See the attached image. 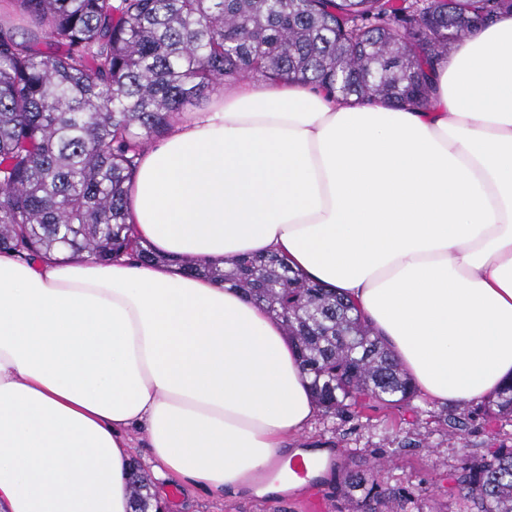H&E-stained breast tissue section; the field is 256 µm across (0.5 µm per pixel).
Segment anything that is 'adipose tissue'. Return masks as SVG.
<instances>
[{
    "label": "adipose tissue",
    "mask_w": 512,
    "mask_h": 512,
    "mask_svg": "<svg viewBox=\"0 0 512 512\" xmlns=\"http://www.w3.org/2000/svg\"><path fill=\"white\" fill-rule=\"evenodd\" d=\"M429 108L228 81L144 151L136 234L166 255L274 254L356 304L417 389L512 380V14L454 46ZM319 413L240 290L161 265L0 253V512H131V428L161 485L254 489Z\"/></svg>",
    "instance_id": "adipose-tissue-1"
}]
</instances>
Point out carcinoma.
Masks as SVG:
<instances>
[{
	"label": "carcinoma",
	"instance_id": "carcinoma-1",
	"mask_svg": "<svg viewBox=\"0 0 512 512\" xmlns=\"http://www.w3.org/2000/svg\"><path fill=\"white\" fill-rule=\"evenodd\" d=\"M26 26L0 18V253L57 252L101 262L130 255L238 288L282 323L322 414L410 406L417 389L373 328L335 289L275 257L227 267L157 254L128 234L141 153L173 117L227 78H299L344 97L425 104L429 71L512 0H15ZM483 415L512 421V383ZM453 508L346 468L348 512H512V446L465 457ZM133 512L153 509L140 472Z\"/></svg>",
	"mask_w": 512,
	"mask_h": 512
}]
</instances>
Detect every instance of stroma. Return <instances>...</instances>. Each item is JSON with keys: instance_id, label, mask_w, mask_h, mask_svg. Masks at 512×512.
<instances>
[{"instance_id": "35a3bbf8", "label": "stroma", "mask_w": 512, "mask_h": 512, "mask_svg": "<svg viewBox=\"0 0 512 512\" xmlns=\"http://www.w3.org/2000/svg\"><path fill=\"white\" fill-rule=\"evenodd\" d=\"M415 411L384 409L365 412L362 417L339 421L316 418L312 427L294 438L296 448L326 449L340 465L363 459L382 461L381 481L397 484L410 493L428 489L440 501L448 499V473L468 455H479L512 439V423L500 429L487 425L480 406L469 407L470 417L461 437H448L444 417L448 404H435L419 397ZM418 447H405L407 438ZM305 492L294 489L278 496L252 493L209 492L182 488L171 512H303Z\"/></svg>"}]
</instances>
